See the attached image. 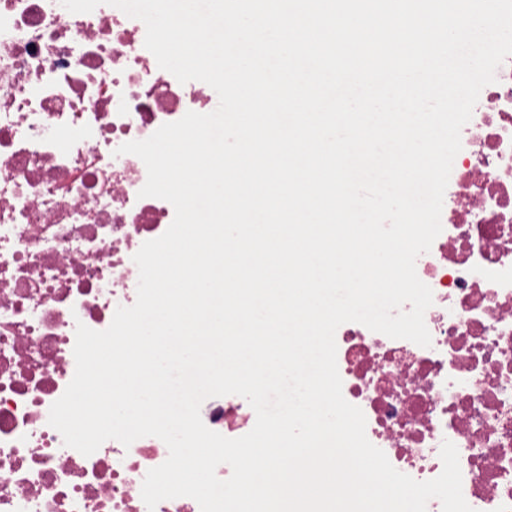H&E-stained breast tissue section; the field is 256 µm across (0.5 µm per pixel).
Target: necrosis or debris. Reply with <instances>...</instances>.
Masks as SVG:
<instances>
[{"instance_id": "necrosis-or-debris-1", "label": "necrosis or debris", "mask_w": 512, "mask_h": 512, "mask_svg": "<svg viewBox=\"0 0 512 512\" xmlns=\"http://www.w3.org/2000/svg\"><path fill=\"white\" fill-rule=\"evenodd\" d=\"M142 21L102 4L0 0V512H201L189 497L148 510L141 486L168 456L147 436L91 456L63 443L51 405L75 373L77 324L102 331L137 298L134 254L171 225L140 197L143 161L118 154L187 112L208 84L180 83L144 46ZM461 131L442 231L416 260L433 303L431 344L348 322L336 331L344 398L400 472L436 478L458 449L474 512H512V55ZM204 424L252 430L241 396L206 399Z\"/></svg>"}]
</instances>
